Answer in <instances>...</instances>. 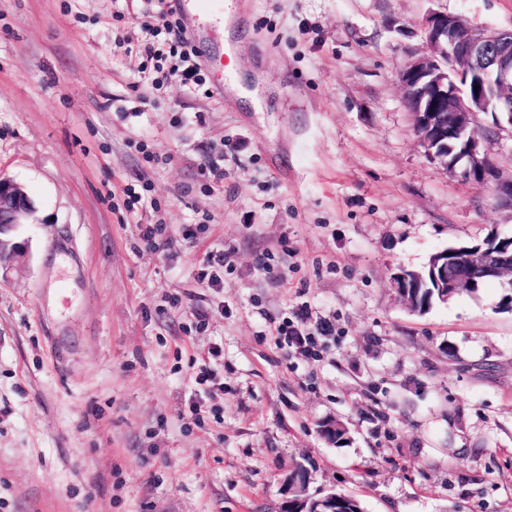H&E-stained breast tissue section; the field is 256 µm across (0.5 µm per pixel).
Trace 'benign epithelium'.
I'll return each mask as SVG.
<instances>
[{
    "label": "benign epithelium",
    "instance_id": "benign-epithelium-1",
    "mask_svg": "<svg viewBox=\"0 0 512 512\" xmlns=\"http://www.w3.org/2000/svg\"><path fill=\"white\" fill-rule=\"evenodd\" d=\"M423 53L412 57L399 75L403 97L412 115L418 143L425 155L446 170L482 185L494 181V199L512 211V173L500 172L489 151V138L480 132L479 113H492V127H512V31L480 27L462 15L430 12L422 20ZM479 90H474V87ZM36 212L23 187L0 176V269L25 260L28 244L14 232ZM512 275V249L502 246L455 247L432 256L431 275L454 294L480 282ZM308 473L287 475L284 508L296 512H327L336 501L330 492L310 499L301 492Z\"/></svg>",
    "mask_w": 512,
    "mask_h": 512
}]
</instances>
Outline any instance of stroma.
Returning <instances> with one entry per match:
<instances>
[{"mask_svg": "<svg viewBox=\"0 0 512 512\" xmlns=\"http://www.w3.org/2000/svg\"><path fill=\"white\" fill-rule=\"evenodd\" d=\"M432 9L512 29V0H224L198 37L248 106L214 65L144 77L152 0H0V174L37 207L0 277V512H281L297 461L364 512H512L503 286L418 314L392 285L512 234L492 185L417 142L399 74ZM302 306L333 327L314 359L277 333ZM226 259L227 254L224 250L209 252L199 265L195 276L197 282L209 288H219L221 277L218 273L224 270Z\"/></svg>", "mask_w": 512, "mask_h": 512, "instance_id": "1", "label": "stroma"}]
</instances>
